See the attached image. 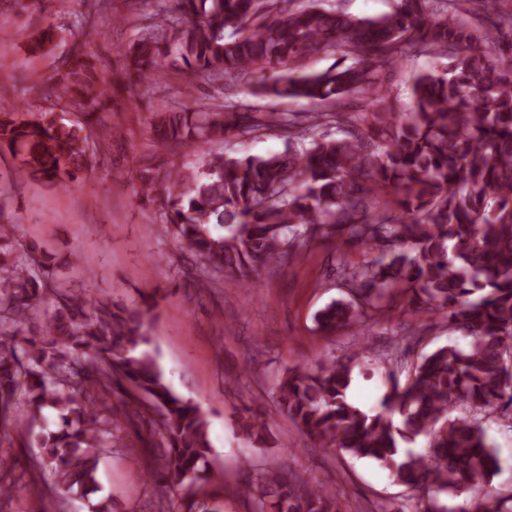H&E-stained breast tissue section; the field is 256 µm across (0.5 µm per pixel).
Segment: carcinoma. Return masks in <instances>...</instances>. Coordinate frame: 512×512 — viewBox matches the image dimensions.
Masks as SVG:
<instances>
[{
    "instance_id": "obj_1",
    "label": "carcinoma",
    "mask_w": 512,
    "mask_h": 512,
    "mask_svg": "<svg viewBox=\"0 0 512 512\" xmlns=\"http://www.w3.org/2000/svg\"><path fill=\"white\" fill-rule=\"evenodd\" d=\"M448 2L395 0L392 11L361 19L334 0H155L126 52L133 81L163 73L173 54L190 86L199 77L226 90L248 83L253 95L312 109L263 112L229 95L215 107L152 113V136L166 147L274 130L284 149L219 154L202 173L149 156L137 173L140 202L159 207L199 291L216 274L248 287L321 233L334 240L344 293L317 314L322 331L361 335L366 319L403 300L435 318L412 333L415 343L443 326L461 332L464 343L413 360L394 347L373 413L349 398L363 340L345 362L286 371L273 400L318 448L387 469L405 488L399 512H512V485H494L501 465L488 435L493 424H512V13H501L503 0H464L487 16L478 26ZM336 53L352 63L301 70L314 55ZM417 55L448 64L419 73L410 111L396 112V68ZM50 91L71 116L0 111L12 187L30 177L66 188L95 152L112 83L83 45L61 58ZM15 237V225L0 224V510L18 485L13 448L25 413L42 422L38 465L56 494L98 493L100 454L125 427L144 453L154 435L168 441L163 471H149L157 512H212L208 498L222 488L177 495L208 482L209 422L165 381L151 333L156 297L120 305L78 295L41 250ZM349 241L371 258L345 259ZM46 410L56 414L52 425ZM240 427L265 446L263 414L248 412ZM420 436L429 438L424 451L403 449ZM236 495L250 512H338L325 485L280 471L259 472ZM450 497L463 502L450 507Z\"/></svg>"
}]
</instances>
